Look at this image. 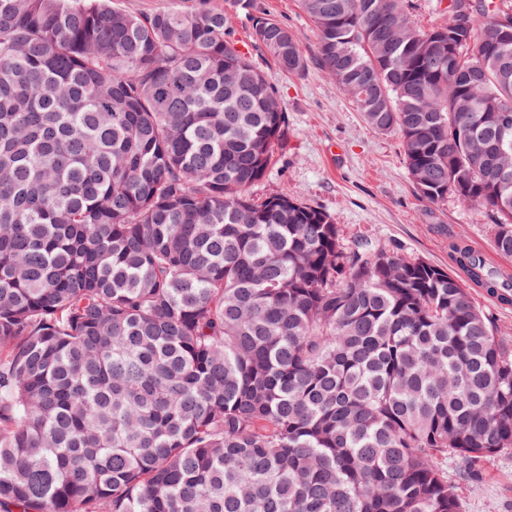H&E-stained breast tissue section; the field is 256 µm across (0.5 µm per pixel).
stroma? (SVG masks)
Masks as SVG:
<instances>
[{
	"mask_svg": "<svg viewBox=\"0 0 512 512\" xmlns=\"http://www.w3.org/2000/svg\"><path fill=\"white\" fill-rule=\"evenodd\" d=\"M254 2L287 25L306 54L315 56L317 33L299 0ZM259 64L279 91L288 130L250 195L284 194L326 212L340 225L346 248L369 239L449 269L451 246L461 242L512 273V257L494 249L490 218L477 216L453 197L437 204L421 199L407 175L400 137L369 127L334 80L314 65L291 76L277 72L271 59L260 58ZM448 477L465 512H512V450L483 463L476 479L467 477L457 458H449Z\"/></svg>",
	"mask_w": 512,
	"mask_h": 512,
	"instance_id": "35a3bbf8",
	"label": "stroma"
}]
</instances>
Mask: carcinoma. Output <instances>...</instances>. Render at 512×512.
I'll list each match as a JSON object with an SVG mask.
<instances>
[{"label":"carcinoma","mask_w":512,"mask_h":512,"mask_svg":"<svg viewBox=\"0 0 512 512\" xmlns=\"http://www.w3.org/2000/svg\"><path fill=\"white\" fill-rule=\"evenodd\" d=\"M421 197L512 256V0H300ZM310 59L253 0H0V512H463L512 346L448 270L256 200ZM453 260L505 305L512 277Z\"/></svg>","instance_id":"carcinoma-1"}]
</instances>
